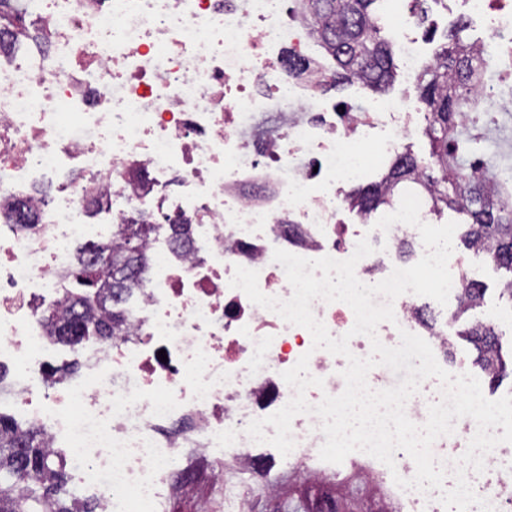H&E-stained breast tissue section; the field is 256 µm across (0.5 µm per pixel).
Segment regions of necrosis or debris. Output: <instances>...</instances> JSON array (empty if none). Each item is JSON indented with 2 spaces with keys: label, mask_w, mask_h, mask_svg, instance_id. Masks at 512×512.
<instances>
[{
  "label": "necrosis or debris",
  "mask_w": 512,
  "mask_h": 512,
  "mask_svg": "<svg viewBox=\"0 0 512 512\" xmlns=\"http://www.w3.org/2000/svg\"><path fill=\"white\" fill-rule=\"evenodd\" d=\"M501 41L500 65L474 68L477 110L498 88V110L512 112V0H461ZM388 26L406 74L420 59L404 0H388ZM52 54H0V210L26 204L30 230L0 224V365L15 379L0 402L41 426L49 447L73 449L72 471L98 512H164L173 473L190 476L193 458L215 451L247 471V425L294 395L282 378L301 356L323 388L310 404L345 388L344 357L313 349L310 332L253 304L229 282L235 267L258 273L260 290L289 299L275 249L345 260L368 239L374 253L355 268L373 285L401 261L416 227L376 229L370 215L342 220V190L394 160L413 130L409 99L343 112L318 95L327 70L291 79L287 56L311 59L314 39L286 0H34ZM51 183L43 201L31 189ZM160 225L146 251L150 273L129 289L125 329L107 343L82 345L83 371L45 390L57 365L45 354L44 309L71 291L76 250L111 241L112 227ZM187 225L191 246L170 227ZM424 247L416 246L415 257ZM447 305L407 293L379 340L401 331L448 349V318L473 280L451 256ZM311 414L294 417L290 462L322 472L326 437ZM483 473L468 472L475 493L507 512L512 445H497Z\"/></svg>",
  "instance_id": "1"
}]
</instances>
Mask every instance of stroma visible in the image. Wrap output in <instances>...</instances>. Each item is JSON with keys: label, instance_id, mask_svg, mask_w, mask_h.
<instances>
[{"label": "stroma", "instance_id": "35a3bbf8", "mask_svg": "<svg viewBox=\"0 0 512 512\" xmlns=\"http://www.w3.org/2000/svg\"><path fill=\"white\" fill-rule=\"evenodd\" d=\"M474 132L479 136L490 173L502 175L512 168V112L483 116ZM441 220L456 222L453 248L470 263L485 290L482 305L457 318L448 329V370L453 374L462 370L478 377L484 396L496 400L512 393V374L490 381L476 364V352L461 332L475 320L493 325L501 335L503 357H512V299L501 294L506 273L464 245L466 216L447 210L442 212ZM197 468L198 478L190 490H170L166 512H200L205 504L210 505V512H227L218 497L225 470L204 462L198 463ZM241 481L249 512H320L328 503L334 504L338 512H378L385 499L366 473L341 467L307 478L289 469L273 447L256 449L255 462Z\"/></svg>", "mask_w": 512, "mask_h": 512}]
</instances>
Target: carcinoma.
I'll use <instances>...</instances> for the list:
<instances>
[{"label":"carcinoma","mask_w":512,"mask_h":512,"mask_svg":"<svg viewBox=\"0 0 512 512\" xmlns=\"http://www.w3.org/2000/svg\"><path fill=\"white\" fill-rule=\"evenodd\" d=\"M381 0H301L302 14L325 52L336 62L330 82L340 86L358 81L364 87L384 93L395 80L391 47L382 36L375 5ZM26 0H0V53L12 46L15 31L43 45L48 40ZM482 64L494 67L492 53L480 51L458 34L445 44L412 83L419 103L427 111L424 134L430 142L429 162L410 153L399 155L380 181L358 188L348 196L352 208L374 212L392 204L405 183L422 186L431 193L432 209L451 208L469 217L471 223L463 242L483 250L494 263L509 273L502 294L512 300V209L496 200L486 177L463 174V157L473 138L462 114L474 111L476 91L471 83L474 55ZM155 230L142 223L119 224L117 248L104 244L98 252L109 251L112 261L94 265L81 259L74 273L82 294L73 299L69 317L58 330V338L69 344L92 337L105 341L124 322L123 313L108 311L105 303L122 296L125 289L147 270L145 244ZM477 352L476 361L495 380L507 374L499 348V335L481 321L461 332ZM32 468L20 472L22 462ZM66 459L43 446L42 432L0 414V512H71L73 497L68 487Z\"/></svg>","instance_id":"1"}]
</instances>
